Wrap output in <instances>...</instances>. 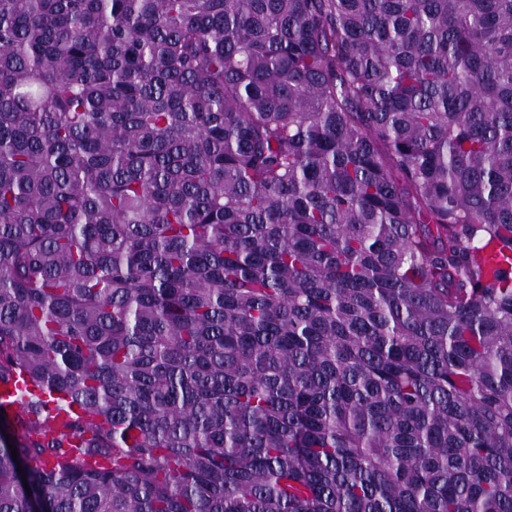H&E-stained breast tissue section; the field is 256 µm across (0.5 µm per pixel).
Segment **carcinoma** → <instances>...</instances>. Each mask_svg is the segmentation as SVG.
<instances>
[{
  "label": "carcinoma",
  "mask_w": 512,
  "mask_h": 512,
  "mask_svg": "<svg viewBox=\"0 0 512 512\" xmlns=\"http://www.w3.org/2000/svg\"><path fill=\"white\" fill-rule=\"evenodd\" d=\"M494 241L512 0H0V512H512ZM22 388L20 381L12 380L9 384L0 385V404L10 414L12 419L19 424L20 428H23V422L28 420V416L24 414L21 406L14 397L17 394V390Z\"/></svg>",
  "instance_id": "cac0c4a2"
}]
</instances>
